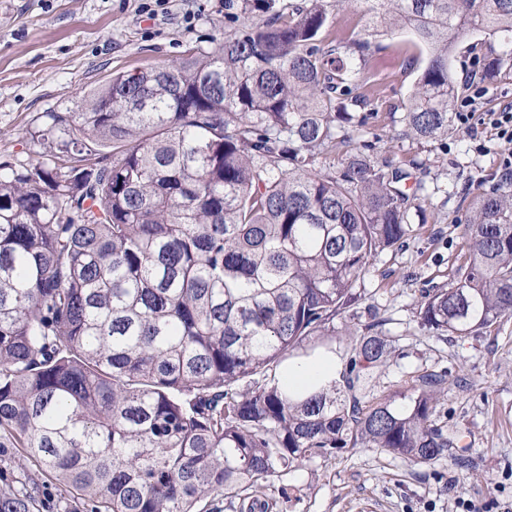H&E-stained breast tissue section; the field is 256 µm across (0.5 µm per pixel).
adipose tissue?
<instances>
[{
    "instance_id": "1",
    "label": "adipose tissue",
    "mask_w": 512,
    "mask_h": 512,
    "mask_svg": "<svg viewBox=\"0 0 512 512\" xmlns=\"http://www.w3.org/2000/svg\"><path fill=\"white\" fill-rule=\"evenodd\" d=\"M343 370L344 364L336 354L321 349L308 356L289 359L280 384L289 394L302 397L339 379Z\"/></svg>"
}]
</instances>
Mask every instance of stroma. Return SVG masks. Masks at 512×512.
I'll return each mask as SVG.
<instances>
[{"label":"stroma","mask_w":512,"mask_h":512,"mask_svg":"<svg viewBox=\"0 0 512 512\" xmlns=\"http://www.w3.org/2000/svg\"><path fill=\"white\" fill-rule=\"evenodd\" d=\"M225 0H0V158L36 155L30 141L45 112H74L112 73L160 64L187 47L224 35ZM476 35L460 38L448 60L463 95L459 112H500L512 106V79L465 81L475 69ZM376 52L378 113L370 127L354 132L360 146L384 134L382 154L409 170L414 232L402 250L385 252L360 282L367 296L354 316L337 321L336 334L369 322L371 312L387 323L396 350L379 370L372 397L401 398L418 375L445 370L436 413L462 436L458 456L431 465L407 461L374 448L346 449L314 457L275 477L267 494L272 512H357L369 503L377 512H456L460 500L492 503L512 512V318L491 335L454 342L420 323L415 305L426 288L448 281V268L462 239L458 226L473 196L500 183V143L480 122L453 125L446 139L423 142L401 135L403 107L415 72L407 58L426 56L408 30L381 37ZM465 386H458L457 378Z\"/></svg>","instance_id":"stroma-1"}]
</instances>
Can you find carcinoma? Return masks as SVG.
Listing matches in <instances>:
<instances>
[{
  "instance_id": "obj_1",
  "label": "carcinoma",
  "mask_w": 512,
  "mask_h": 512,
  "mask_svg": "<svg viewBox=\"0 0 512 512\" xmlns=\"http://www.w3.org/2000/svg\"><path fill=\"white\" fill-rule=\"evenodd\" d=\"M346 0H241L231 30L168 64L119 72L76 112H46L49 150L0 161V448H20L94 512H268L271 479L308 458L378 448L432 464L449 372L397 405L370 401L395 350L386 319L349 333L342 383L291 399L254 380L336 335L373 261L412 236L410 173L348 152L377 107L376 39L429 50L404 135H448L458 40L512 76V0H361V30L323 46ZM140 99L129 108L127 99ZM448 286L421 323L464 341L512 318V180L477 195ZM38 484L0 512H38Z\"/></svg>"
}]
</instances>
